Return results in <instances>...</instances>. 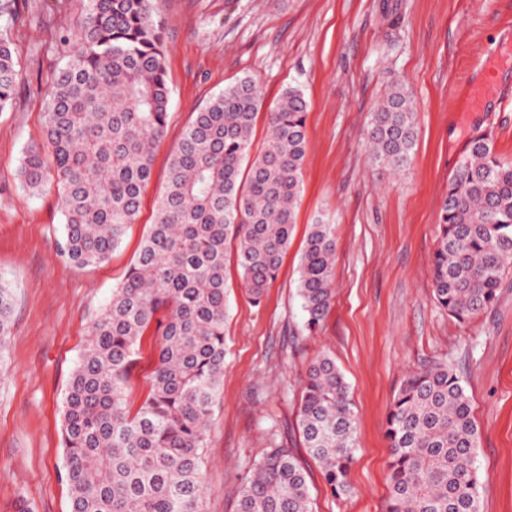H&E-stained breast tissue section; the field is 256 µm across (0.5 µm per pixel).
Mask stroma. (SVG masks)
I'll return each instance as SVG.
<instances>
[{"instance_id":"stroma-1","label":"stroma","mask_w":512,"mask_h":512,"mask_svg":"<svg viewBox=\"0 0 512 512\" xmlns=\"http://www.w3.org/2000/svg\"><path fill=\"white\" fill-rule=\"evenodd\" d=\"M166 24L170 88L140 214L108 262L60 256L58 192L25 191L19 168L44 135L47 94L66 62L60 38L87 0H15L0 17L19 62L0 112V277L14 292L0 348V512H70L61 440L65 392L92 324L153 222L169 156L196 112L237 79H255L266 107L295 87L307 101L302 190L291 243L260 304L235 257L225 270L224 374L206 435L201 512H236L271 441L304 466L314 512H385L390 461L386 416L408 371L456 366L478 426L481 512H512V271L495 306L458 324L432 296L441 205L475 131L512 163V0H156ZM495 69L500 94L470 111L464 86ZM416 103L408 169L375 168L366 131L395 81ZM334 225V298L308 332L298 293L309 227ZM329 354L349 385L357 421L349 494L335 497L298 430L297 404L313 359Z\"/></svg>"}]
</instances>
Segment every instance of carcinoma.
I'll use <instances>...</instances> for the list:
<instances>
[{"label": "carcinoma", "mask_w": 512, "mask_h": 512, "mask_svg": "<svg viewBox=\"0 0 512 512\" xmlns=\"http://www.w3.org/2000/svg\"><path fill=\"white\" fill-rule=\"evenodd\" d=\"M88 16L63 43L44 140L19 169L30 195L57 187L64 215L61 255L77 267L106 263L136 223L154 149L166 134L170 89L163 22L154 0H88ZM17 77L0 37V111ZM257 82L244 77L213 97L171 154L155 217L123 283L93 323L62 410L71 512H200L202 449L224 371V266L236 263L260 302L288 250L302 187L307 102L289 88L266 112L267 136L248 167ZM416 106L393 85L366 132L372 165L398 174L411 161ZM336 241L313 224L299 266L306 326L316 330L333 298ZM512 269V164L489 134L470 138L440 212L433 298L460 323L491 308ZM13 290L0 279V343L10 332ZM153 338L149 393L135 414L125 403L135 357ZM298 407L309 456L333 495L349 492L356 421L336 363L307 369ZM390 448L386 512H480L478 429L457 370L439 362L404 378L386 418ZM237 512H312L306 471L294 450L267 449L245 483Z\"/></svg>", "instance_id": "cac0c4a2"}]
</instances>
